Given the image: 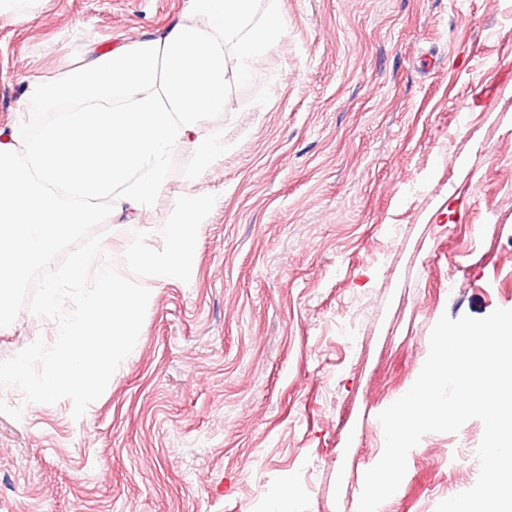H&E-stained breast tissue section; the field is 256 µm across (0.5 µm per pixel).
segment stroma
<instances>
[{
  "mask_svg": "<svg viewBox=\"0 0 512 512\" xmlns=\"http://www.w3.org/2000/svg\"><path fill=\"white\" fill-rule=\"evenodd\" d=\"M187 3L42 0L0 19V126L30 77ZM280 7L277 46L226 105L223 161L190 186L172 171L141 215L216 195L193 277L153 283L122 372L80 418L67 399H0V512H357L378 416L439 318L512 309V0ZM53 326L22 310L0 360ZM483 433L424 435L381 512L471 489Z\"/></svg>",
  "mask_w": 512,
  "mask_h": 512,
  "instance_id": "1",
  "label": "stroma"
}]
</instances>
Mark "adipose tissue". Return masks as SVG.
<instances>
[{
	"label": "adipose tissue",
	"mask_w": 512,
	"mask_h": 512,
	"mask_svg": "<svg viewBox=\"0 0 512 512\" xmlns=\"http://www.w3.org/2000/svg\"><path fill=\"white\" fill-rule=\"evenodd\" d=\"M279 0H188L168 27L109 51L86 46L29 80L0 127V323L10 288L79 226L139 223L178 153L194 183L224 158L228 96L284 30Z\"/></svg>",
	"instance_id": "1"
}]
</instances>
